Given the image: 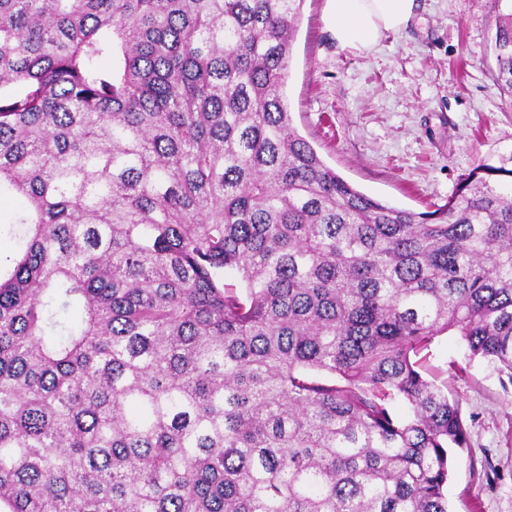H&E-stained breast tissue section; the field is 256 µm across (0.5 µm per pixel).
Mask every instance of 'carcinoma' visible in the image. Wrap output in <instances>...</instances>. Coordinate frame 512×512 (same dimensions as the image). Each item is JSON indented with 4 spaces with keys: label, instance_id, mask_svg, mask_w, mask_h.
Segmentation results:
<instances>
[{
    "label": "carcinoma",
    "instance_id": "carcinoma-1",
    "mask_svg": "<svg viewBox=\"0 0 512 512\" xmlns=\"http://www.w3.org/2000/svg\"><path fill=\"white\" fill-rule=\"evenodd\" d=\"M302 2L0 0V512H448L429 350L512 380V169L353 187L288 112Z\"/></svg>",
    "mask_w": 512,
    "mask_h": 512
}]
</instances>
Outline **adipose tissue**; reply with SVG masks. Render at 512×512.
Listing matches in <instances>:
<instances>
[{
  "mask_svg": "<svg viewBox=\"0 0 512 512\" xmlns=\"http://www.w3.org/2000/svg\"><path fill=\"white\" fill-rule=\"evenodd\" d=\"M415 0H326L327 28L344 49L369 53L385 33L406 29Z\"/></svg>",
  "mask_w": 512,
  "mask_h": 512,
  "instance_id": "adipose-tissue-1",
  "label": "adipose tissue"
}]
</instances>
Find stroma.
I'll return each mask as SVG.
<instances>
[{
	"instance_id": "1",
	"label": "stroma",
	"mask_w": 512,
	"mask_h": 512,
	"mask_svg": "<svg viewBox=\"0 0 512 512\" xmlns=\"http://www.w3.org/2000/svg\"><path fill=\"white\" fill-rule=\"evenodd\" d=\"M409 27L371 53L340 48L325 0H304L288 61L294 126L361 192L416 213L444 205L481 164L512 168V97L497 86L499 15L512 0H417ZM429 364L463 367L448 382L466 417L450 512H512V379L443 335Z\"/></svg>"
}]
</instances>
